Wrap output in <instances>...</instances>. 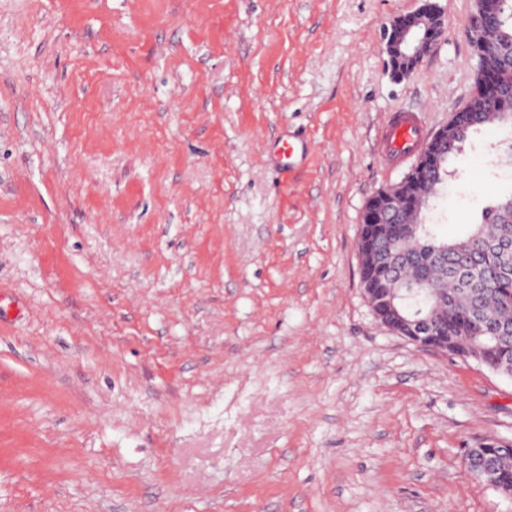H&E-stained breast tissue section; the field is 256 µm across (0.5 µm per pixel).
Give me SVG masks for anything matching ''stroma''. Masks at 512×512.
<instances>
[{
	"label": "stroma",
	"mask_w": 512,
	"mask_h": 512,
	"mask_svg": "<svg viewBox=\"0 0 512 512\" xmlns=\"http://www.w3.org/2000/svg\"><path fill=\"white\" fill-rule=\"evenodd\" d=\"M408 78L417 0H0V512H512L465 449L512 379L374 316L377 135L472 92V0ZM307 155L284 168L277 143ZM465 144L428 223L512 168ZM414 12L393 18L383 40L391 74L398 80L410 76L438 45L446 31L444 10L436 0H421Z\"/></svg>",
	"instance_id": "stroma-1"
}]
</instances>
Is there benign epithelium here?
Listing matches in <instances>:
<instances>
[{"label": "benign epithelium", "instance_id": "1", "mask_svg": "<svg viewBox=\"0 0 512 512\" xmlns=\"http://www.w3.org/2000/svg\"><path fill=\"white\" fill-rule=\"evenodd\" d=\"M491 18L485 11L484 0H473L465 28L477 61L491 55L489 35ZM446 31L444 10L437 0H421L414 12L393 18L384 29L383 40L388 65L394 78L402 80L410 76L423 59L438 45ZM476 107L469 98L454 112L448 123L429 136L425 148L404 177L394 185L379 188L365 205V223L358 237L360 278L364 294L376 318L393 333L415 344L444 355H452L473 361L493 373L512 377V362L502 355L499 346L478 347L467 337L457 339L454 349H448V310L443 305L410 311L402 301V286L420 284L422 279L403 281L397 269L389 266V257L379 251L384 241L395 245L415 241V222L406 216L412 193L424 182L426 168L437 160V145L451 137L460 117ZM505 458H498L483 447L466 449L464 462L468 472L494 488L507 499L512 498V478L503 474Z\"/></svg>", "mask_w": 512, "mask_h": 512}]
</instances>
